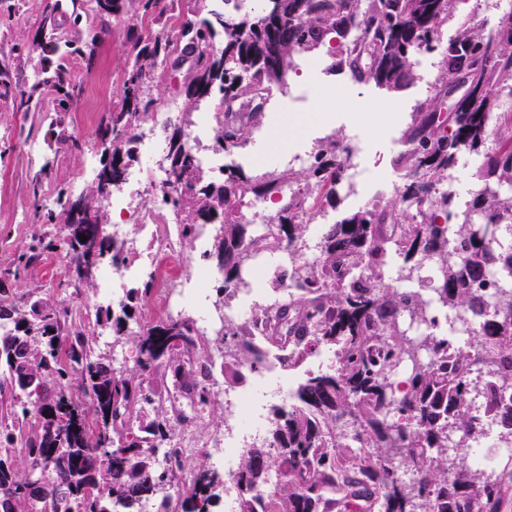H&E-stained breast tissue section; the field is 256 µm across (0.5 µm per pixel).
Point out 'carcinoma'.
<instances>
[{"label": "carcinoma", "instance_id": "obj_1", "mask_svg": "<svg viewBox=\"0 0 512 512\" xmlns=\"http://www.w3.org/2000/svg\"><path fill=\"white\" fill-rule=\"evenodd\" d=\"M142 17L160 24L143 34L128 29L134 54L125 71L120 107L103 131L100 168L82 196L94 223L81 225L62 197L56 206L39 201L43 224L68 232L70 266L87 263L84 233L100 239L112 262L129 259L124 244L104 234L99 196L107 167L112 182L124 179L136 160L135 143L156 99L148 93L158 71L169 67L174 44L195 53L196 68L185 90L186 111L168 136L172 179L157 203L176 217L180 243L198 237L204 224L219 225L205 259L224 279L222 299L249 285L247 270L265 252H288L272 282L274 303L256 307L247 321L222 322L224 377L243 379L275 357L293 368L312 351L334 350L336 367L310 372L293 391L295 404L276 406L266 442L245 449L236 486L238 512H499L497 481L466 465L462 443L483 434V418L465 405L481 396L484 414L512 438V114L496 112L512 97V12L491 28L470 19L443 46L439 35L456 18L460 0H267L265 12L212 13L168 28L178 0H138ZM339 54L333 67L357 82L373 81L390 92L414 78L419 52L442 48L440 87L420 105L406 133V149L395 160L402 192L334 224L307 261L289 251L304 240V218L314 215L343 189L337 149L330 136L299 172H230L207 175L184 140L191 112L217 98L227 105L216 143L229 151L245 143L264 109L266 96L299 69V61L331 40ZM465 82L470 94L453 119L437 101ZM57 94V113L80 93L67 62L44 63L36 82L19 93L30 106L40 87ZM503 133L500 147L485 154L478 193L455 226L457 247L448 246V224L458 214L453 192H444L462 152L477 153L492 125ZM290 187L294 192H287ZM276 194L280 210L262 234L240 219L252 195ZM39 235L15 254V271L28 269L42 254ZM402 260L401 279L415 277L425 258L439 268L426 298L386 282L392 258ZM499 283L494 316L475 328L477 344L492 345L487 371L473 372L470 352L448 348V338L413 336L404 319L428 322L431 305L451 313L462 327L471 323L479 288L489 273ZM155 290L150 274L118 306L76 312L63 300L40 299L0 306V512H126L162 493L174 512H208L220 499L224 476L197 470L190 458L177 461L185 492L172 498L175 476L159 468L157 452L176 440L175 407L154 376L178 362L175 377L210 358V341L196 322L177 316L139 331L129 329L134 301ZM108 328L115 341L134 344L132 365L115 368L95 352L92 332ZM407 367L406 389L391 376ZM214 382L194 383L187 394L205 409L214 403Z\"/></svg>", "mask_w": 512, "mask_h": 512}]
</instances>
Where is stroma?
Masks as SVG:
<instances>
[{
    "instance_id": "1",
    "label": "stroma",
    "mask_w": 512,
    "mask_h": 512,
    "mask_svg": "<svg viewBox=\"0 0 512 512\" xmlns=\"http://www.w3.org/2000/svg\"><path fill=\"white\" fill-rule=\"evenodd\" d=\"M58 2L55 36H46L43 18L51 2ZM88 0H0V68L9 70L17 86H30L51 38L91 42L94 57L70 58L68 70L82 92L65 114L66 132L78 140L79 149L56 145L45 120L54 112L56 95L52 89L37 91L29 110L17 109L12 99L0 97V303L11 301L62 299L63 285L69 274L63 240V228L37 223L34 200L42 198L53 204L59 190L80 195L88 181L85 168L98 164L101 155L99 129L112 110L119 106L125 70L132 61L125 30L136 13L132 0H121L117 14L88 16ZM83 13L79 27H72V13ZM442 70L441 61L431 64L416 62L414 81L398 92H390L374 83H359L340 70L321 66L290 74L286 85L272 89V97L261 126L243 147L230 151L218 149L215 141L216 122H209L204 140L206 152L223 160L225 171L288 170L285 154L307 153L318 140L329 135L340 137L352 145L356 160L366 171L361 194H340L335 206L324 214L309 217L307 236H323L330 225L370 206L377 195L392 197L402 187L401 172L392 163L403 147V133L411 123V115L421 102L430 98ZM321 86L335 89V104L325 112L318 111L314 91ZM364 106L367 114L393 113L394 118L382 135H374L360 119L349 111L348 101ZM276 127L288 131L287 148L269 144L268 134ZM497 146L496 136H489L481 153L459 160L452 170L457 192L464 200H472L480 188L478 178L486 153ZM42 235L49 243L38 261L27 273L15 277L8 270L14 255L23 249L32 235Z\"/></svg>"
}]
</instances>
